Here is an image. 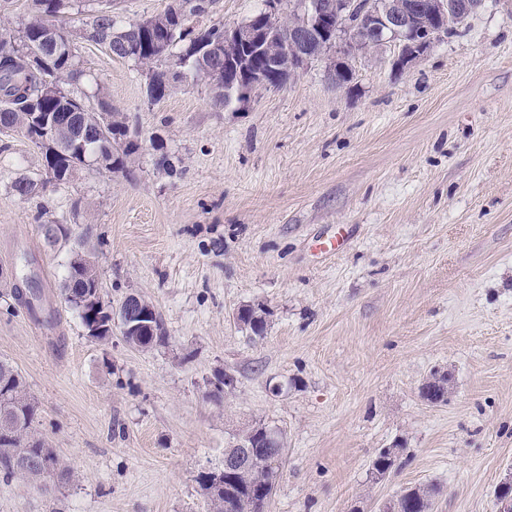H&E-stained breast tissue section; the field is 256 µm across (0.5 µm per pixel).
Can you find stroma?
Masks as SVG:
<instances>
[{"label":"stroma","mask_w":512,"mask_h":512,"mask_svg":"<svg viewBox=\"0 0 512 512\" xmlns=\"http://www.w3.org/2000/svg\"><path fill=\"white\" fill-rule=\"evenodd\" d=\"M264 7L213 0L194 24ZM78 55L70 93L103 96L141 144L127 171L86 166L22 197L11 182L44 179L42 154L0 133V268L28 264L54 321L0 296V359L69 471L0 478V512H210L197 474L259 421L285 443L268 512H377L432 484L437 512H495L512 472V0H485L404 72L378 52L340 87L318 60L227 107L190 77L149 102L133 61ZM48 219L89 235L105 300L154 304L165 344L87 336ZM342 226L348 247L323 254ZM248 304L269 312L263 338L235 319ZM225 370L237 382L217 403ZM435 372L439 405L420 394ZM384 448L396 466L376 483ZM431 378L421 387L422 398L432 404L447 402L450 389L448 375L434 373ZM445 384H448V387H445Z\"/></svg>","instance_id":"stroma-1"}]
</instances>
